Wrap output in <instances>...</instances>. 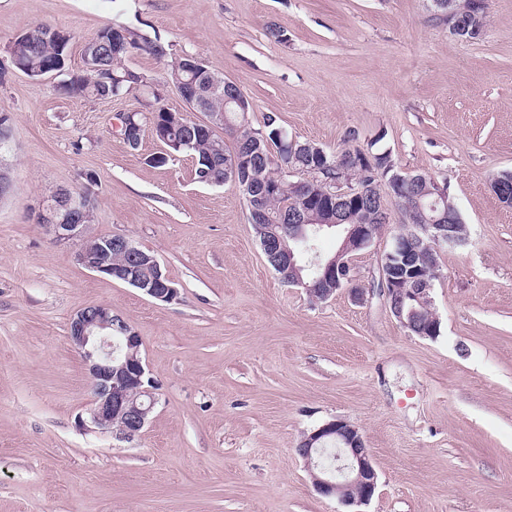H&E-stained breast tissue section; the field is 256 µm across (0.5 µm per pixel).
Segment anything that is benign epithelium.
<instances>
[{
  "label": "benign epithelium",
  "mask_w": 512,
  "mask_h": 512,
  "mask_svg": "<svg viewBox=\"0 0 512 512\" xmlns=\"http://www.w3.org/2000/svg\"><path fill=\"white\" fill-rule=\"evenodd\" d=\"M431 13L448 18L451 34L458 35L453 24L456 17V0H431ZM204 61L193 55L185 56L184 71L189 78H176L175 87L186 104L187 110L164 113L157 121L156 138L180 149L200 137L216 138L220 144L224 138L217 131L224 128V113L211 112L207 108V95L223 92L225 103L243 105L245 94L233 80L210 73L200 75ZM190 112H202L203 119H191ZM184 129L183 140L169 142L167 129ZM118 131L131 148L138 147L141 127L135 113L127 112L120 117ZM246 157H240L245 161ZM238 161V162H240ZM238 162H233L232 182L251 201L261 195H272L278 190L275 183H267L259 177L241 176ZM421 182L420 177L394 174L388 182V194L399 196L403 185ZM309 181L291 183L292 188L306 201L302 210L292 214L301 226L315 233L334 231L340 235L339 246L333 256L320 258L308 264L301 260L302 254L295 247L284 248L274 228H262L261 247L268 263L283 280L305 289L316 302L327 301L337 292L355 281L352 265L353 255L373 245L391 216L383 200H378V224H348L350 206L367 201L364 188L344 177L328 182L325 196L329 197L326 213L321 215L312 205L313 196L307 194ZM433 200L430 208L439 211L432 224H418L416 231L394 236L391 248L385 253L378 268L381 291L393 316L406 328L412 329L422 338L434 339L439 335V320L434 318L427 326L416 320V309L410 306L414 300L420 304L430 301L428 280L420 273L414 256L422 253L431 257L440 247H453L461 243L456 232L457 212L448 203V191L438 183L430 189ZM94 204L89 189L61 190L39 215V223L49 225L54 240L61 243L83 242L90 237V225L81 223ZM121 248L131 254V263L115 269L112 266V249ZM76 262L92 273L114 278L140 290L145 295L162 302L177 297L178 289L161 267L158 259L134 245L128 238L113 234L75 253ZM69 339L79 351L88 370L94 393L88 419L82 427L88 431L114 433L124 439H133L143 432L149 415L156 403L155 383L149 375L147 365L137 355L142 339L124 320L112 314L106 305H91L78 311L69 322ZM128 348V353L120 349ZM299 454L311 465V477L315 490L326 497L336 498L342 505H365L374 497L378 476L360 430L344 419H332L303 434Z\"/></svg>",
  "instance_id": "benign-epithelium-1"
}]
</instances>
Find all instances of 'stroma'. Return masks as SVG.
Returning <instances> with one entry per match:
<instances>
[{
  "label": "stroma",
  "instance_id": "stroma-1",
  "mask_svg": "<svg viewBox=\"0 0 512 512\" xmlns=\"http://www.w3.org/2000/svg\"><path fill=\"white\" fill-rule=\"evenodd\" d=\"M430 0H0V60L37 22L82 43L120 24L159 38L166 61L128 66L156 92L60 94L59 77L0 74L12 138L0 162V512H343L313 488L297 446L341 418L363 434L378 488L361 512H512V207L492 180L512 171V0H486L480 38L430 22ZM281 30L282 39L270 36ZM193 54L234 80L254 128L328 151L391 152L404 174L448 188L468 242L442 249L430 291L438 337L411 334L373 292L401 215L358 252L354 302L322 303L267 263L239 190L198 183L190 154L148 166L163 144L115 133L153 96L186 105L165 78ZM94 177L97 235L154 254L170 302L94 274L76 244L36 220L62 188ZM110 306L142 339L158 382L142 436L79 425L93 399L68 338L71 316Z\"/></svg>",
  "mask_w": 512,
  "mask_h": 512
}]
</instances>
